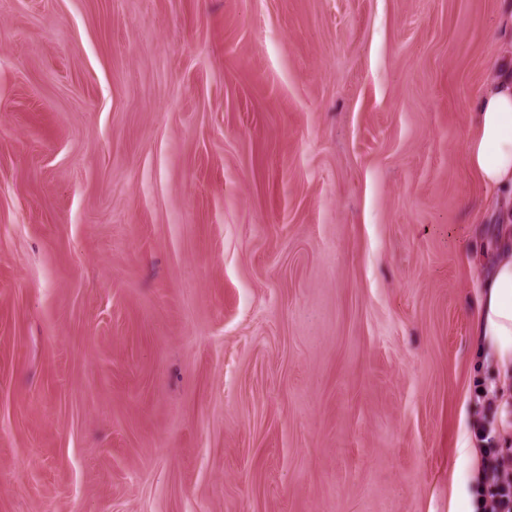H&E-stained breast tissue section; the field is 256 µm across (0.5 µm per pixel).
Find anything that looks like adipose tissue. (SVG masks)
I'll list each match as a JSON object with an SVG mask.
<instances>
[{"instance_id": "adipose-tissue-1", "label": "adipose tissue", "mask_w": 512, "mask_h": 512, "mask_svg": "<svg viewBox=\"0 0 512 512\" xmlns=\"http://www.w3.org/2000/svg\"><path fill=\"white\" fill-rule=\"evenodd\" d=\"M469 165L499 195L494 248L486 261L474 319L475 369L499 404L498 433L512 435V55L496 69L491 91L475 106L466 146Z\"/></svg>"}]
</instances>
